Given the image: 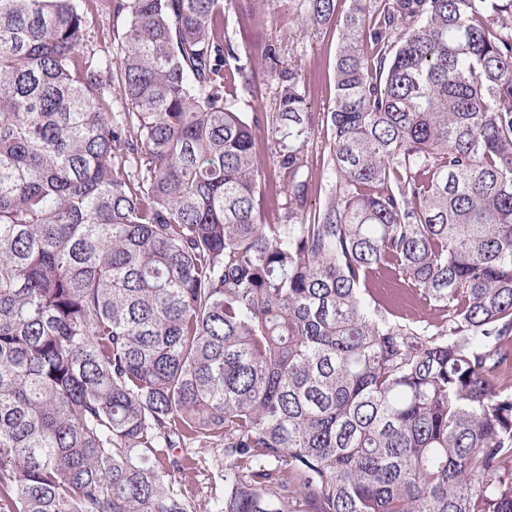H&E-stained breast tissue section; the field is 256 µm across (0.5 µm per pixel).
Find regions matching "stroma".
Here are the masks:
<instances>
[{
  "instance_id": "obj_1",
  "label": "stroma",
  "mask_w": 512,
  "mask_h": 512,
  "mask_svg": "<svg viewBox=\"0 0 512 512\" xmlns=\"http://www.w3.org/2000/svg\"><path fill=\"white\" fill-rule=\"evenodd\" d=\"M307 0H265L262 12H255L252 0H224V38L236 47L242 64L251 68L256 80L257 94L249 96L234 91L228 100L241 112L258 110L268 116L262 134L265 171L274 168V130L279 124L276 106V84L267 75V53L277 46L284 67L299 69L301 90L306 95L310 111H328L334 98L333 68L338 46L336 29H321L305 21ZM128 23L126 14L116 12L109 0H98L89 13L87 50L96 56H119L120 39ZM332 131L326 124L316 125L303 147L309 163L314 191L309 207L321 205L324 193L335 184V178L322 165L328 151ZM218 446L198 451L201 463L188 477L186 487L198 498L222 495L224 483L215 465Z\"/></svg>"
}]
</instances>
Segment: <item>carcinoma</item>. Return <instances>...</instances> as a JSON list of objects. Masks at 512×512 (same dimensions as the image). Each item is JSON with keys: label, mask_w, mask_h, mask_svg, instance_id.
Wrapping results in <instances>:
<instances>
[{"label": "carcinoma", "mask_w": 512, "mask_h": 512, "mask_svg": "<svg viewBox=\"0 0 512 512\" xmlns=\"http://www.w3.org/2000/svg\"><path fill=\"white\" fill-rule=\"evenodd\" d=\"M89 9L0 0V512H512V0H308L339 26L314 211L276 46L278 180L224 0L118 2L132 126ZM220 445L214 444L209 448H198L196 455L202 460L199 468L187 478L188 492L197 498H209L224 493V482L215 465V458L219 454Z\"/></svg>", "instance_id": "cac0c4a2"}]
</instances>
